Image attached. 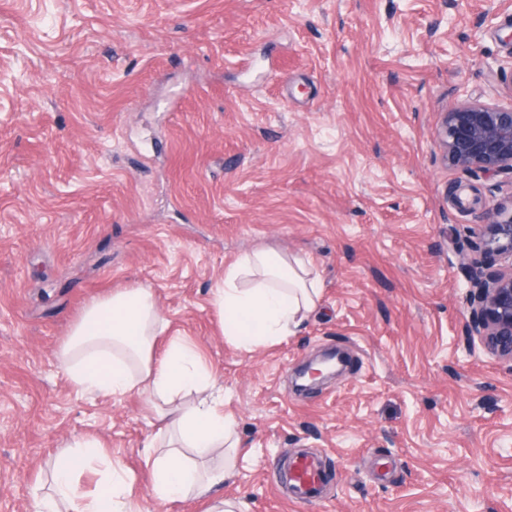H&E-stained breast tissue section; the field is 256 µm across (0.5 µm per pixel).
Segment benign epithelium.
Here are the masks:
<instances>
[{
	"mask_svg": "<svg viewBox=\"0 0 512 512\" xmlns=\"http://www.w3.org/2000/svg\"><path fill=\"white\" fill-rule=\"evenodd\" d=\"M437 139L448 165L484 174L512 172V105L464 102L446 115ZM480 252L507 259L493 270L478 257L469 259L465 277L470 288L467 331L488 354L512 368V210L493 209L492 221L479 234ZM345 355L331 351L295 372L299 389L308 390L343 372Z\"/></svg>",
	"mask_w": 512,
	"mask_h": 512,
	"instance_id": "obj_1",
	"label": "benign epithelium"
}]
</instances>
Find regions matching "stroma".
Masks as SVG:
<instances>
[{"label": "stroma", "mask_w": 512, "mask_h": 512, "mask_svg": "<svg viewBox=\"0 0 512 512\" xmlns=\"http://www.w3.org/2000/svg\"><path fill=\"white\" fill-rule=\"evenodd\" d=\"M511 32L512 0H0V512L86 438L136 512H207L151 497L144 396L60 366L87 305L141 287L158 348L185 339L224 387L242 512H512V368L469 349L461 268L512 173L436 139L460 100L512 105ZM256 249L310 257L322 293L247 352L213 292ZM327 348L350 366L296 391ZM304 452L331 475L309 506L269 476Z\"/></svg>", "instance_id": "obj_1"}]
</instances>
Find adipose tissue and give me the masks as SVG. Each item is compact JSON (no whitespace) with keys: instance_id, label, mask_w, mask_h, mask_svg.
<instances>
[{"instance_id":"ef3b65f1","label":"adipose tissue","mask_w":512,"mask_h":512,"mask_svg":"<svg viewBox=\"0 0 512 512\" xmlns=\"http://www.w3.org/2000/svg\"><path fill=\"white\" fill-rule=\"evenodd\" d=\"M319 294L320 279L311 261L254 250L225 268L215 302L228 340L252 351L295 335ZM166 328L148 289L114 291L85 308L61 364L78 392L147 396L167 434L162 451L148 459L155 499L173 502L192 494L209 498L208 512H236L235 502L212 495L237 474L235 419L224 409V391L213 369L193 347L173 340L163 356H156V340ZM214 456L222 458V465L208 467L207 459ZM92 463L100 466L102 477L89 495L74 474ZM128 493L122 467L97 443L79 440L59 452L50 490L35 495L32 512H58L62 504L68 512H121Z\"/></svg>"}]
</instances>
